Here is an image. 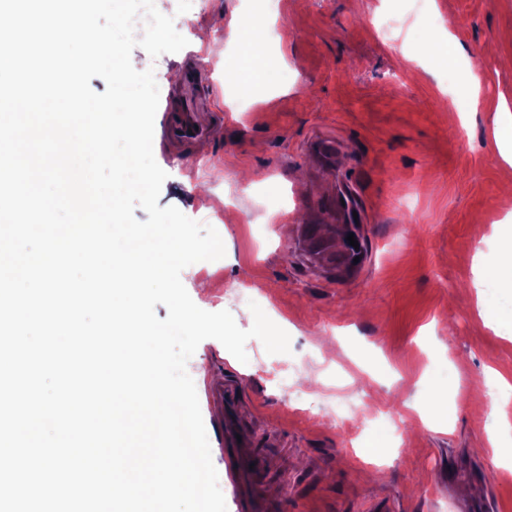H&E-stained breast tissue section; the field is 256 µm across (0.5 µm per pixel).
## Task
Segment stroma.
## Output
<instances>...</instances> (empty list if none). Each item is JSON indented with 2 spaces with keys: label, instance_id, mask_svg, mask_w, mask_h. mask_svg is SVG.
Returning <instances> with one entry per match:
<instances>
[{
  "label": "stroma",
  "instance_id": "1",
  "mask_svg": "<svg viewBox=\"0 0 512 512\" xmlns=\"http://www.w3.org/2000/svg\"><path fill=\"white\" fill-rule=\"evenodd\" d=\"M189 44L154 60L160 106L193 60L192 91L214 135L190 145L154 141L168 174L159 206L213 226L225 255L186 267L181 280L208 312L241 329L246 289L290 337L286 354L247 341L239 362L215 339L187 362L197 392L223 376L242 384V429L274 447L267 496L287 512H512V483L497 481L512 451V400L492 431L479 392L512 382V334L488 327L479 300L512 304L489 276L503 259L489 242L512 236V165L494 137L495 109L512 104V0H427L447 36L390 44L377 38L392 0H263V81L229 90L244 67L228 22H250L252 0H155ZM226 24L196 43L215 12ZM478 59L481 109H449V66ZM344 145L334 169L315 172L317 136ZM354 186L368 258L322 266L297 243L319 218L320 195ZM337 226V234H344ZM315 401L306 411L297 400ZM400 428L387 447L378 429Z\"/></svg>",
  "mask_w": 512,
  "mask_h": 512
}]
</instances>
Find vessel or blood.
I'll return each instance as SVG.
<instances>
[{"label": "vessel or blood", "instance_id": "1", "mask_svg": "<svg viewBox=\"0 0 512 512\" xmlns=\"http://www.w3.org/2000/svg\"><path fill=\"white\" fill-rule=\"evenodd\" d=\"M203 132L204 127L197 108L188 105L168 107L166 120L161 126L162 141L192 140ZM337 150V142L328 138L316 137L307 145V151L319 169L334 166ZM316 206L322 212L320 222L304 227L300 237L309 250L332 265L339 261L340 255L335 249L329 227L334 223L353 222V213L356 209L353 191L351 187H343L336 196L317 201ZM239 391V385L214 382L208 383L205 388L216 438L224 453L227 473L240 491L242 512H284L277 502H261V493L252 481L254 472L263 470L268 464L266 445L254 435L245 434L238 437L230 430Z\"/></svg>", "mask_w": 512, "mask_h": 512}]
</instances>
